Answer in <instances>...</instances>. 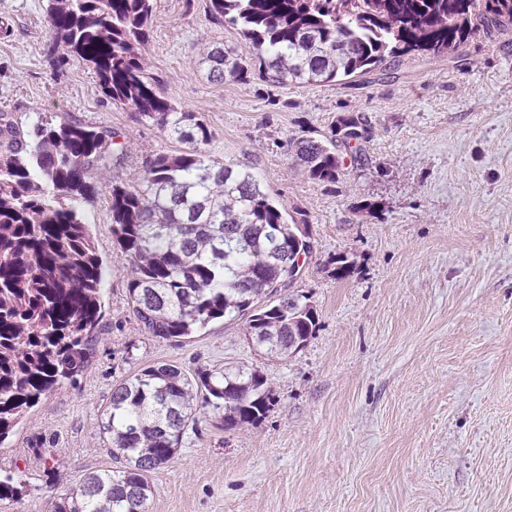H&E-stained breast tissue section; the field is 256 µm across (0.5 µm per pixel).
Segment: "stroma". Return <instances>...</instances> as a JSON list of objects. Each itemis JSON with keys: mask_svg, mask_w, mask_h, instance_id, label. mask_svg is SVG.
Masks as SVG:
<instances>
[{"mask_svg": "<svg viewBox=\"0 0 512 512\" xmlns=\"http://www.w3.org/2000/svg\"><path fill=\"white\" fill-rule=\"evenodd\" d=\"M46 5L0 0V111L24 127L72 116L118 132L127 155L112 174L139 184L151 156L181 143L113 103L85 62L51 53ZM207 5L155 0L148 75L209 127L212 156L305 214L314 249L293 289L316 309V332L279 357L238 321L145 335L99 191L85 205L109 269L95 350L0 449V471L29 485L0 512H50L86 473L115 468L102 410L155 363L252 366L274 396L239 430L199 414L150 474L149 512H512V35H474L459 62L408 54L349 84L275 85L257 70L218 83L197 63L204 47L253 49ZM347 115L370 126L364 164L308 179L294 140H326Z\"/></svg>", "mask_w": 512, "mask_h": 512, "instance_id": "obj_1", "label": "stroma"}]
</instances>
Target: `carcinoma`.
Segmentation results:
<instances>
[{"label": "carcinoma", "instance_id": "carcinoma-1", "mask_svg": "<svg viewBox=\"0 0 512 512\" xmlns=\"http://www.w3.org/2000/svg\"><path fill=\"white\" fill-rule=\"evenodd\" d=\"M211 18L239 30L254 50L243 59L215 46L203 53L213 81H241L253 67L273 83L347 80L417 55L455 59L470 37L512 29V0H209ZM53 45L96 72L103 92L157 123L186 148L147 161L143 181L110 180L126 154L118 134L76 118L38 117L22 133L0 113V447L55 388L87 365L102 320L106 279L83 204L109 186L112 237L131 263L127 290L142 332L187 338L209 324L243 322L271 356L302 350L317 316L291 287L284 255L297 220L252 175L210 155L211 131L177 112L145 76L154 0H48ZM369 131L343 116L325 141L301 139L296 162L308 178L334 183L347 151L361 164ZM274 393L246 367L188 376L171 363L121 381L101 415L117 469L86 474L53 512H148L149 474L177 453L196 412L227 429L259 420ZM26 483L0 479V501Z\"/></svg>", "mask_w": 512, "mask_h": 512}]
</instances>
